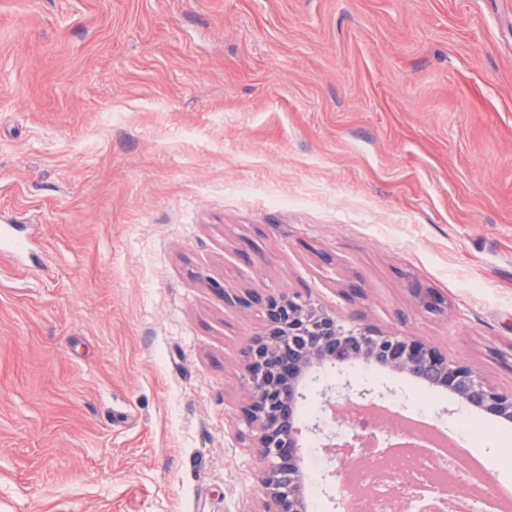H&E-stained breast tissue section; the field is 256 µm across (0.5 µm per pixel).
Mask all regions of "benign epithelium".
Listing matches in <instances>:
<instances>
[{
	"mask_svg": "<svg viewBox=\"0 0 512 512\" xmlns=\"http://www.w3.org/2000/svg\"><path fill=\"white\" fill-rule=\"evenodd\" d=\"M421 311L448 314V299L437 290L414 283L409 288ZM257 309L264 332L248 344L243 377L247 401L242 421L251 447L263 464L259 487L264 512H307L306 475L301 444L295 434L310 379L321 370L367 363L446 391L484 416L487 422H512V389L491 385L463 360L452 361L438 347L398 329H382L345 318L296 292L254 288L237 298ZM331 419L350 428L337 410L357 404L351 392L324 401ZM333 476L344 480L352 452L324 445Z\"/></svg>",
	"mask_w": 512,
	"mask_h": 512,
	"instance_id": "1",
	"label": "benign epithelium"
}]
</instances>
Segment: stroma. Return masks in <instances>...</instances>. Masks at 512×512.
<instances>
[{
    "label": "stroma",
    "mask_w": 512,
    "mask_h": 512,
    "mask_svg": "<svg viewBox=\"0 0 512 512\" xmlns=\"http://www.w3.org/2000/svg\"><path fill=\"white\" fill-rule=\"evenodd\" d=\"M1 224L0 512H264L244 292L512 387V0H0ZM348 384L485 428L512 489V424L369 365L311 383L306 469ZM409 291L415 306L421 311L434 316L448 314V300L434 288L414 283Z\"/></svg>",
    "instance_id": "1"
}]
</instances>
